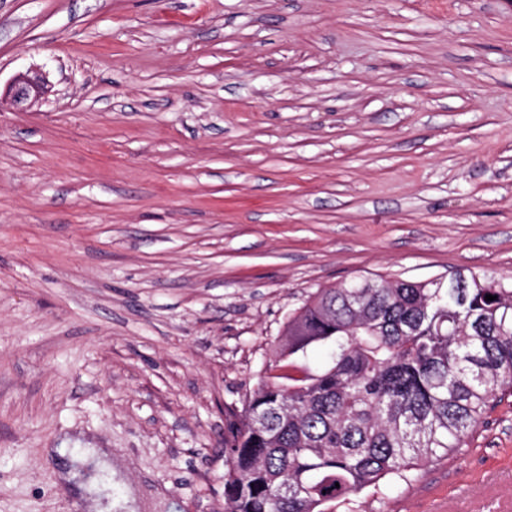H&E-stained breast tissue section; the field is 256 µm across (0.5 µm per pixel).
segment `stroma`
Returning a JSON list of instances; mask_svg holds the SVG:
<instances>
[{
	"mask_svg": "<svg viewBox=\"0 0 512 512\" xmlns=\"http://www.w3.org/2000/svg\"><path fill=\"white\" fill-rule=\"evenodd\" d=\"M46 95L19 106L16 76ZM512 282V0H0V512H224V410L361 276ZM512 512V398L355 512Z\"/></svg>",
	"mask_w": 512,
	"mask_h": 512,
	"instance_id": "stroma-1",
	"label": "stroma"
}]
</instances>
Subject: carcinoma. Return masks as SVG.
I'll return each mask as SVG.
<instances>
[{
    "instance_id": "carcinoma-1",
    "label": "carcinoma",
    "mask_w": 512,
    "mask_h": 512,
    "mask_svg": "<svg viewBox=\"0 0 512 512\" xmlns=\"http://www.w3.org/2000/svg\"><path fill=\"white\" fill-rule=\"evenodd\" d=\"M310 349L328 361L305 365ZM510 396L512 287L501 279L320 288L288 315L242 408L228 409L224 512H335L459 452Z\"/></svg>"
}]
</instances>
